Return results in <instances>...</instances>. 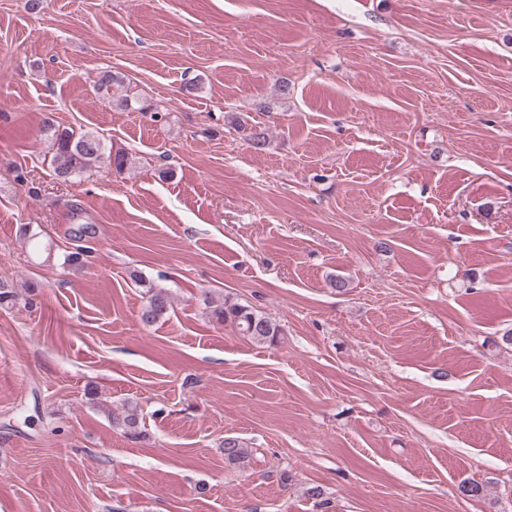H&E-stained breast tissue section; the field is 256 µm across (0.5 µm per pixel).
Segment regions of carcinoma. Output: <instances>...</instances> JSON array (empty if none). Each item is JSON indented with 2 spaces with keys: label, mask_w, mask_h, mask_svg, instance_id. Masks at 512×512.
<instances>
[{
  "label": "carcinoma",
  "mask_w": 512,
  "mask_h": 512,
  "mask_svg": "<svg viewBox=\"0 0 512 512\" xmlns=\"http://www.w3.org/2000/svg\"><path fill=\"white\" fill-rule=\"evenodd\" d=\"M94 91L107 105L120 111L156 112L158 107L147 103L130 94L127 77L118 71L106 70L99 75ZM232 123L243 136V139L255 150L266 147L265 132L248 120L235 116ZM46 131L51 133L53 154L54 180L61 184L72 182V179L100 163L106 162L116 173H122L128 163L126 152L118 149L106 152L101 139L91 132L76 134L67 130H58L52 124L46 125ZM74 241L78 242L75 250L64 256L63 264L71 267L84 263V259L91 253L90 248L80 244L82 238L87 236L86 228L81 227L73 232ZM146 300L140 311V321L151 326L163 318L171 307L169 295L162 289L149 287ZM217 321L230 323L240 333L259 344H274L280 336L282 329L268 317L250 306L224 300L212 310ZM112 427L120 431L124 438L134 441L143 435V415L138 403L127 404L122 415L112 417ZM248 449L240 447L235 439H224V461L230 465H243L249 461Z\"/></svg>",
  "instance_id": "carcinoma-1"
}]
</instances>
